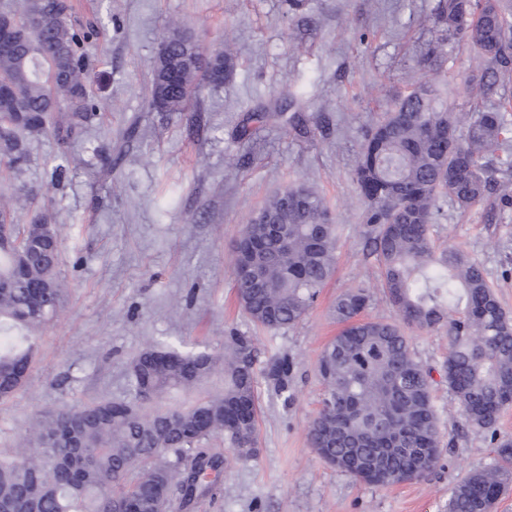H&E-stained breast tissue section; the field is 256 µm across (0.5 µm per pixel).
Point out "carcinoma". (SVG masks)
<instances>
[{
    "label": "carcinoma",
    "mask_w": 512,
    "mask_h": 512,
    "mask_svg": "<svg viewBox=\"0 0 512 512\" xmlns=\"http://www.w3.org/2000/svg\"><path fill=\"white\" fill-rule=\"evenodd\" d=\"M24 20L39 17L26 39L0 43V84L20 93L22 114L0 109V156L21 170L29 138L46 131L66 143L93 119L83 44L60 0H26ZM440 36L424 61L474 47L478 65L467 80L475 112H453L429 87L394 99L368 129L353 177L366 204L365 236L382 287L401 321L417 329H448L440 377L465 421L494 432L512 406V317L484 269L458 248L432 238L437 202L483 207L497 224L512 196L500 188L489 157L509 151L512 126V4L509 0H439ZM231 55L200 51L189 33L154 58L151 104L182 112L199 94L197 78L211 68L229 75ZM277 223L276 232L259 223ZM337 225L306 185L271 196L235 243L238 303L266 330L298 325L334 272ZM58 251L21 257L0 249V397L23 383L37 348L36 330L60 308ZM369 295L350 290L336 300L342 328L325 346L317 373L325 390L309 428L315 452L356 480L388 486L421 477L440 456L431 389L432 368L417 360L400 326L361 319ZM257 355L253 337L232 329L224 354L181 341L154 343L129 365V398L62 408L35 418L15 448L0 455V512H183L213 491L224 468L210 441L224 438L239 461L257 454ZM220 374L224 386L188 407L147 410L175 391H190ZM290 363L265 371L284 402L292 399ZM399 442V457L375 452ZM501 463L475 470L451 490L448 512H493L512 478V443L497 448Z\"/></svg>",
    "instance_id": "1"
}]
</instances>
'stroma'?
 <instances>
[{
  "label": "stroma",
  "mask_w": 512,
  "mask_h": 512,
  "mask_svg": "<svg viewBox=\"0 0 512 512\" xmlns=\"http://www.w3.org/2000/svg\"><path fill=\"white\" fill-rule=\"evenodd\" d=\"M65 2L75 28L101 32L86 46L97 109L68 145L49 132L33 138L21 179L0 165V197L16 223L55 225L66 285L23 385L0 399V451L14 447L36 413L126 397L127 364L147 345L180 339L219 354L234 327L254 336L258 370L292 360V399L259 379L255 459L230 460L192 512H448L454 485L512 440V407L496 432L471 428L435 380L440 459L424 477L384 487L325 463L307 432L324 392L318 358L338 331L337 297L365 287L364 317L399 320L366 245L352 175L364 131L418 84L451 111H468L476 50L423 63L438 36V0ZM174 23L203 47L230 49L235 67L186 111L159 112L151 66ZM60 165L63 175L54 176ZM298 183L322 196L338 226L336 269L303 321L268 332L237 301L233 243L268 197ZM432 236L478 261L512 315V207L488 224L481 208L441 202ZM406 334L422 363L441 366L446 329Z\"/></svg>",
  "instance_id": "1"
}]
</instances>
